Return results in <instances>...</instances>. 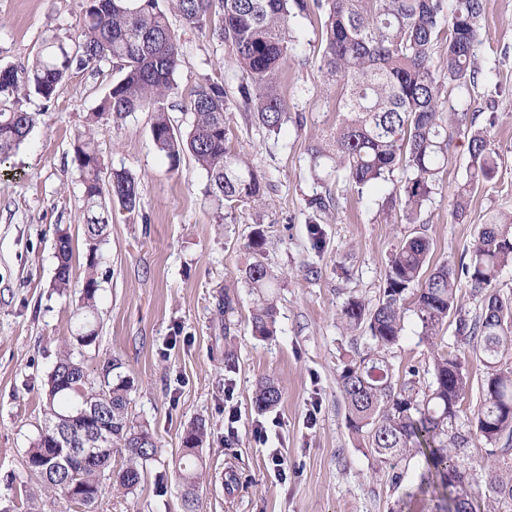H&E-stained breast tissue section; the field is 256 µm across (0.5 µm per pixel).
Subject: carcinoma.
I'll return each instance as SVG.
<instances>
[{
  "label": "carcinoma",
  "mask_w": 512,
  "mask_h": 512,
  "mask_svg": "<svg viewBox=\"0 0 512 512\" xmlns=\"http://www.w3.org/2000/svg\"><path fill=\"white\" fill-rule=\"evenodd\" d=\"M313 7L324 18L319 67L340 87L336 124L308 147L309 172L317 190L306 199L312 216L339 204L330 185L342 180L358 191L378 188L399 171L403 217L418 220L423 207L440 188L448 148L462 137L467 142L466 180L455 193L453 218L465 217L470 195L493 179L501 156L488 126L495 124L490 98L471 114L455 112L453 91L471 92L483 72L477 50L481 44L483 0H88L71 42L52 34L44 38L33 60L20 67H0V157L15 152L27 140L39 114L22 108L34 93L50 101L73 66L112 62L119 77L72 142L86 200L84 236L85 278L75 316L80 329L59 351L47 375L45 420L75 415L97 407L91 418L80 416L67 428L74 438L110 427L112 446L83 459L64 458L39 431L26 451L25 466L34 486L30 495L40 512H56L58 504L96 512L105 487L125 493L141 484L155 460L159 442L149 423L130 411L129 379L114 372L121 360L104 361L89 370L79 341L88 348L98 339L90 321L97 311L98 291L105 273L101 248L106 242L109 211L106 201L132 211L139 200L138 181L125 169H114L104 186V161L96 151L94 134L106 119L122 124L137 112L151 116L150 133L156 150L179 166L191 155L207 177L208 196L232 209L259 205L267 184L254 161L229 145L226 112L229 103L222 83L207 79L189 95V126L176 127L169 112L181 97L177 73L183 65L179 38L167 10L177 12L186 26L207 28L233 55L240 86L238 109L268 134L279 135L288 112L278 91L285 63L297 48L291 19ZM443 49L442 65L433 64L435 48ZM488 125L477 126L484 112ZM243 248L251 261L244 282L256 291L251 323L255 334L276 331L277 305L267 292L277 279L264 262L265 234L256 230ZM57 265L52 288L71 286L73 259L69 230L55 236ZM431 242L425 235L406 238L391 253L378 301L369 306L349 299L339 319L348 330L368 334L367 351L347 364L339 377L351 428L365 434L376 461L396 468L401 461L420 458L415 490L406 493L408 506L417 497L437 501L436 512H478L466 468V451L478 439L494 448L486 484L488 512H512V368L502 358L512 344V301L492 286L501 271L512 266V215L491 218L469 257L454 265L430 267ZM471 288L481 309H464L459 291ZM412 312L422 342L434 347L445 324L455 323L456 349L434 351L428 371L432 380H395L386 357L402 339L405 314ZM484 368L480 405L472 420L462 418V404L471 389L469 358ZM282 392L270 378L256 384L257 411L273 410ZM208 432L203 420L183 430V455L177 478L182 486V512H199V492L205 476L198 450ZM125 456V466L112 469V455Z\"/></svg>",
  "instance_id": "carcinoma-1"
}]
</instances>
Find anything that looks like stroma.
Instances as JSON below:
<instances>
[{
	"label": "stroma",
	"instance_id": "stroma-1",
	"mask_svg": "<svg viewBox=\"0 0 512 512\" xmlns=\"http://www.w3.org/2000/svg\"><path fill=\"white\" fill-rule=\"evenodd\" d=\"M86 0H0V65L31 60L43 37L74 34ZM180 36L182 93L211 78L222 82L231 105L230 145L258 166L267 192L260 206L217 210L207 178L191 157L178 170L153 145L150 115L122 125L102 121L95 147L107 168L126 169L139 182L134 211L113 206L102 248L107 277L101 285L98 339L84 353L97 367L121 359L133 383L132 412L150 423L159 453L137 490L105 489L99 512H180L176 463L184 427L204 420L209 437L200 512H398L415 476L403 466L400 486L377 465L367 440L349 427L338 378L366 343L364 331L344 330L338 313L347 299L376 300L388 257L402 239L422 232L433 241L432 260L458 262L472 249L490 214H512V0H484L478 62L485 75L456 108L473 112L476 100L495 95L498 121L491 133L502 155L496 177L472 193L468 216L455 223L454 194L466 176L464 140L448 151L441 187L409 224L401 209L383 214L381 203L399 188L392 179L363 193L334 185L340 205L319 217L326 244L309 237L305 200L314 191L307 148L336 122V87L316 60L322 23L307 13L292 20L300 42L280 82L288 121L268 135L236 107L241 80L224 43L209 31L186 27L169 13ZM116 76L111 63L73 69L51 101L23 99L39 121L15 155L0 162V512H37L28 496L27 449L44 424V383L60 345L74 328L85 269V199L72 141ZM68 229L74 256L71 286L53 289L57 228ZM268 238L266 258L278 276L275 336L251 329L255 296L241 280L249 256L241 245L255 229ZM232 310L220 312L225 291ZM236 357L224 368V352ZM387 357L396 375L425 368L432 353L413 317ZM282 391L279 406L258 414L252 397L260 378ZM281 449L285 477L275 474L271 449ZM239 484L226 488L219 473Z\"/></svg>",
	"mask_w": 512,
	"mask_h": 512
}]
</instances>
